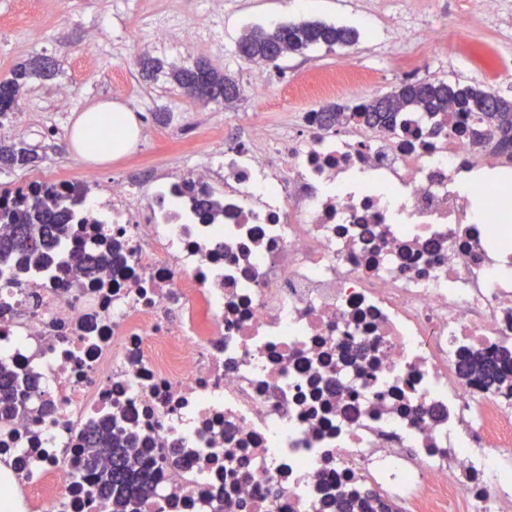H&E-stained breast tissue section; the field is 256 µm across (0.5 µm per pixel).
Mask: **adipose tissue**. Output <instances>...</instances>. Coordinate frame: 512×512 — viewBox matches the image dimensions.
<instances>
[{"instance_id": "1", "label": "adipose tissue", "mask_w": 512, "mask_h": 512, "mask_svg": "<svg viewBox=\"0 0 512 512\" xmlns=\"http://www.w3.org/2000/svg\"><path fill=\"white\" fill-rule=\"evenodd\" d=\"M138 134L135 115L127 109L107 103L90 107L73 129L74 148L91 155L94 161L106 162L131 147Z\"/></svg>"}]
</instances>
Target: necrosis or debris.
Returning a JSON list of instances; mask_svg holds the SVG:
<instances>
[{"mask_svg": "<svg viewBox=\"0 0 512 512\" xmlns=\"http://www.w3.org/2000/svg\"><path fill=\"white\" fill-rule=\"evenodd\" d=\"M512 0H476L459 32L495 31L512 68ZM188 30L178 0L146 36ZM344 64L315 99L362 102ZM472 119L403 113L389 132L320 124L212 149L147 188L37 176L0 191L83 202L48 263L0 274V364L27 377L0 416L15 512H109L83 470L104 421L154 470L145 512H512V157ZM119 264L82 276L84 256ZM506 352L502 382L471 354Z\"/></svg>", "mask_w": 512, "mask_h": 512, "instance_id": "necrosis-or-debris-1", "label": "necrosis or debris"}]
</instances>
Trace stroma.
Returning a JSON list of instances; mask_svg holds the SVG:
<instances>
[{
	"instance_id": "stroma-1",
	"label": "stroma",
	"mask_w": 512,
	"mask_h": 512,
	"mask_svg": "<svg viewBox=\"0 0 512 512\" xmlns=\"http://www.w3.org/2000/svg\"><path fill=\"white\" fill-rule=\"evenodd\" d=\"M16 2L0 0V80L34 56L54 60L58 73L29 83L18 109L20 122L12 131L13 142L31 149L37 162L0 172V187L35 173L74 177L88 165L102 181L119 177L140 187L161 176L185 174L189 164L202 162L204 154L224 139L249 135L252 114L265 116L270 128L280 127L299 82L346 60L380 75L374 84L360 87V94L368 99L385 95L407 80L394 68L393 56L411 50L403 22L419 7L425 10L433 44L447 45L449 53L468 57L455 70L437 55L424 57L421 70L426 80L459 78L477 83L481 72L494 68L491 33L448 38L451 20L471 7L473 0H397L393 8L385 0H311V7L302 11L295 10L292 0H235L233 10L224 16L220 52L178 38L170 51L144 42L140 20L124 14L117 0H40L39 11L21 18L14 14ZM272 18L346 25L358 31L359 39L350 46L346 60L336 48L284 56L268 75L265 99L243 94L229 105L191 101L167 74L158 73L150 80L137 64L143 55L167 66H190L202 60L230 73L238 84H246L250 65L236 55V43L247 27ZM92 37L99 51L90 64L85 49ZM105 101L134 113L141 134L123 155L93 165L72 147L71 128L84 110Z\"/></svg>"
}]
</instances>
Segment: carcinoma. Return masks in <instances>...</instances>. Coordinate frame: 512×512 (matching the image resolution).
<instances>
[{
  "instance_id": "carcinoma-1",
  "label": "carcinoma",
  "mask_w": 512,
  "mask_h": 512,
  "mask_svg": "<svg viewBox=\"0 0 512 512\" xmlns=\"http://www.w3.org/2000/svg\"><path fill=\"white\" fill-rule=\"evenodd\" d=\"M358 31L319 20L281 24L276 27L249 28L237 41L243 51L240 58L247 61H268L269 50L277 45L282 54L303 55L326 47H347L358 41ZM51 69L44 66V58L32 57L16 65L9 79L0 81V113L12 111L27 81L48 78ZM170 78L187 97L204 102L230 103L233 96H224V89L238 88L231 75L198 62L192 67H173ZM492 91L483 86L460 82H405L384 107L383 99L366 101L358 106L329 105L321 108V120L328 127L341 126L353 120L392 129L400 112H457L470 117L480 127V134L504 152H512V99L499 97L490 111L478 108ZM34 162L15 144L0 143V170L23 168ZM61 223V212L56 206L36 199L25 210L0 211V263L14 262L20 269L38 263L43 252L50 248L52 226ZM471 372L484 374L491 380L501 379L497 364L473 355L468 359ZM19 377L0 365V415L8 418L25 409V400L19 393ZM90 448L84 457V466L97 475L99 493L112 500L111 512H144L152 487V471L140 448H129L124 440L112 433V424L105 423L89 439Z\"/></svg>"
}]
</instances>
